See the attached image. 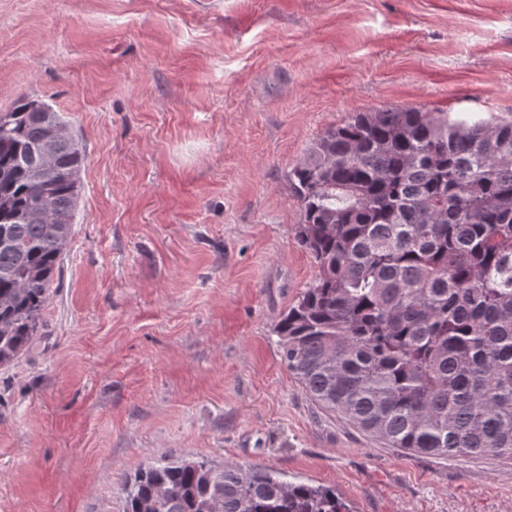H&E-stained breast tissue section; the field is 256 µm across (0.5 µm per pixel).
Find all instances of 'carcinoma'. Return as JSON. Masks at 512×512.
Here are the masks:
<instances>
[{
    "label": "carcinoma",
    "instance_id": "cac0c4a2",
    "mask_svg": "<svg viewBox=\"0 0 512 512\" xmlns=\"http://www.w3.org/2000/svg\"><path fill=\"white\" fill-rule=\"evenodd\" d=\"M0 112V366L41 327L86 156L45 104ZM318 268L275 332L322 409L413 455L512 456V120L386 107L327 128L288 174ZM123 512H350L266 467L163 457Z\"/></svg>",
    "mask_w": 512,
    "mask_h": 512
}]
</instances>
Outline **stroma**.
Returning a JSON list of instances; mask_svg holds the SVG:
<instances>
[{
  "label": "stroma",
  "mask_w": 512,
  "mask_h": 512,
  "mask_svg": "<svg viewBox=\"0 0 512 512\" xmlns=\"http://www.w3.org/2000/svg\"><path fill=\"white\" fill-rule=\"evenodd\" d=\"M22 97L87 161L40 334L0 367V512H122L164 456L353 512H512V457L386 447L274 332L317 274L291 168L356 112L512 119V0H0V112Z\"/></svg>",
  "instance_id": "35a3bbf8"
}]
</instances>
